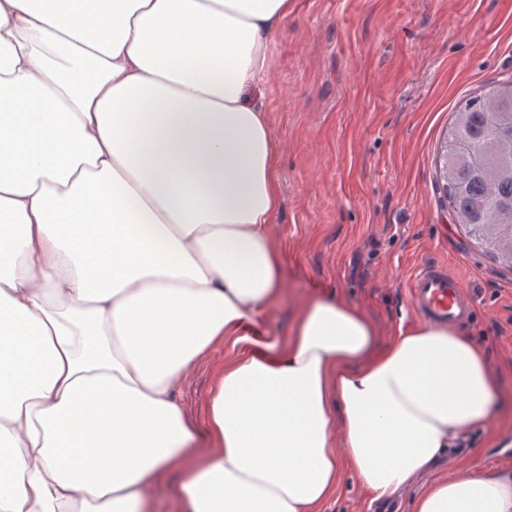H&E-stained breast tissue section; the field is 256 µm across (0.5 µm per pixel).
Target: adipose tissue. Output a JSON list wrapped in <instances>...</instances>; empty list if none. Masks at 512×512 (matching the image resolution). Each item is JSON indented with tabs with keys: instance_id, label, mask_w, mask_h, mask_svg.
Listing matches in <instances>:
<instances>
[{
	"instance_id": "obj_1",
	"label": "adipose tissue",
	"mask_w": 512,
	"mask_h": 512,
	"mask_svg": "<svg viewBox=\"0 0 512 512\" xmlns=\"http://www.w3.org/2000/svg\"><path fill=\"white\" fill-rule=\"evenodd\" d=\"M292 0H0V512H319L351 474L412 512H512V471L431 478L501 408L485 350L392 343L340 300L225 362L209 451L177 400L274 304L278 149L262 100ZM179 473H171L165 479L155 484L151 493L153 512H180L178 497Z\"/></svg>"
}]
</instances>
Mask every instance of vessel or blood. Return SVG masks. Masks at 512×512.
<instances>
[{"label": "vessel or blood", "mask_w": 512, "mask_h": 512, "mask_svg": "<svg viewBox=\"0 0 512 512\" xmlns=\"http://www.w3.org/2000/svg\"><path fill=\"white\" fill-rule=\"evenodd\" d=\"M409 292L413 307L433 323L460 325L475 312L458 277L438 264L422 266L413 277Z\"/></svg>", "instance_id": "b4317fda"}]
</instances>
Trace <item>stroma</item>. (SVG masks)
Listing matches in <instances>:
<instances>
[{
  "mask_svg": "<svg viewBox=\"0 0 512 512\" xmlns=\"http://www.w3.org/2000/svg\"><path fill=\"white\" fill-rule=\"evenodd\" d=\"M268 69L249 93L264 101L278 148L271 224L283 288L247 335L285 344L303 305L327 297L362 308L392 342L399 325L420 321L412 276L445 266L474 303L461 331L487 352L506 407L435 474L512 468V271L455 223L440 178L458 102L512 81V0H293ZM239 352L225 343L181 383L198 431L216 368ZM424 486L382 504L347 475L322 512H411Z\"/></svg>",
  "mask_w": 512,
  "mask_h": 512,
  "instance_id": "1",
  "label": "stroma"
}]
</instances>
